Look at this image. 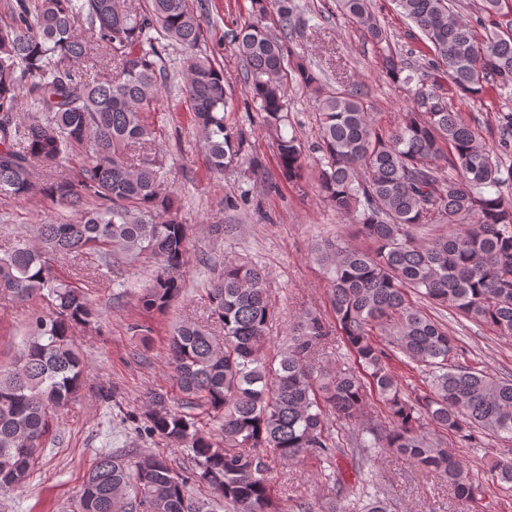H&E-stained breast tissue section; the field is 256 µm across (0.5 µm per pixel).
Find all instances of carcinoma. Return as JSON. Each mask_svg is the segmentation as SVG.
<instances>
[{"label": "carcinoma", "mask_w": 512, "mask_h": 512, "mask_svg": "<svg viewBox=\"0 0 512 512\" xmlns=\"http://www.w3.org/2000/svg\"><path fill=\"white\" fill-rule=\"evenodd\" d=\"M336 5L377 47V64L393 80L415 83L400 123L385 129L358 86H329L322 71L293 60L284 34L293 0H251L249 21L225 37L245 63L244 85L272 137L284 180L299 184L309 154L291 125V83L316 103L318 193L336 214L372 242L345 240L316 247L329 275L333 322L316 311L299 316L275 359L264 346L272 318L264 274L226 261L210 283L211 322L175 327L168 353L183 399L161 389L138 415L143 430L174 448H189L185 474L156 452L128 451L96 459L81 487V512H214L224 501L235 512H286L268 477L269 455L312 457L327 465L340 493L359 491L362 512H389L365 468L382 456L404 459L444 477L463 512H474L479 485L448 447L446 434L473 444L475 434L512 441V378L455 361V338L412 305L420 294L458 317L512 336V200L501 193L512 179L499 154L512 148V113L498 116L499 148L453 105L448 92L482 101L489 90L512 87V12L484 0L486 39L458 18L454 0H396L420 31L431 58L427 77L392 48L371 0ZM0 25V196L38 198L81 212L80 220L36 224L32 238L0 249V291L45 307L30 314L19 359L0 369V493L26 487L51 424L85 377L72 339L95 316L88 294L60 277L54 264L89 251L105 264L152 255L161 271L138 297L148 315H163L183 293L182 268L191 225L164 181L166 159L152 149L145 114L156 110L175 44L186 59L185 104L205 151L208 170L248 164L242 132L226 123L233 90L224 70L195 53L203 39L199 15L186 0H4ZM76 162L75 167L69 163ZM49 174L36 180L34 170ZM444 232L425 240L424 226ZM221 326L218 341L211 324ZM380 331L384 340L374 339ZM352 365H323L331 339ZM396 360L422 374L407 390ZM381 410L367 414L372 400ZM222 421L221 437L204 432L190 410ZM346 424L331 431L327 416ZM354 460L355 480L338 460ZM491 471L512 488V456ZM207 496L192 495V486ZM298 512H346L327 497Z\"/></svg>", "instance_id": "obj_1"}]
</instances>
